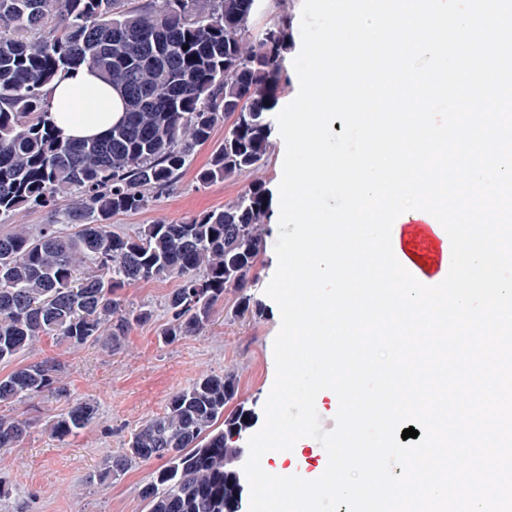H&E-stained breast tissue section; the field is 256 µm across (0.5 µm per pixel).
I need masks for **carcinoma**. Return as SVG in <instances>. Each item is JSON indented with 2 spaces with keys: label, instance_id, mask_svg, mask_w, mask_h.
<instances>
[{
  "label": "carcinoma",
  "instance_id": "cac0c4a2",
  "mask_svg": "<svg viewBox=\"0 0 512 512\" xmlns=\"http://www.w3.org/2000/svg\"><path fill=\"white\" fill-rule=\"evenodd\" d=\"M264 2L144 0L130 8L128 0H0V221L25 208L54 217L36 234L0 233V362L43 336L119 350L153 313L126 309L118 291L163 276L179 281L158 332L166 343L204 332L229 292L239 314L259 311L248 289L268 219L263 185L133 236L112 231L110 219L170 191L220 123L224 140L197 172L199 183L266 163L294 36L286 12L252 31ZM82 64L121 91L124 119L98 140L63 142L46 125V88ZM60 372L47 360L0 376V404L68 397ZM236 396L231 372L197 378L95 477L114 482L136 463L159 460L140 489L146 512H237L239 440L257 416L231 406ZM94 418V406L77 400L51 432L63 441ZM31 428L27 419L0 417V448L18 445Z\"/></svg>",
  "mask_w": 512,
  "mask_h": 512
}]
</instances>
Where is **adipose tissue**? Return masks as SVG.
Returning <instances> with one entry per match:
<instances>
[{
	"label": "adipose tissue",
	"mask_w": 512,
	"mask_h": 512,
	"mask_svg": "<svg viewBox=\"0 0 512 512\" xmlns=\"http://www.w3.org/2000/svg\"><path fill=\"white\" fill-rule=\"evenodd\" d=\"M123 107L118 93L103 83L87 66L62 71L48 90V115L53 132L60 140L88 139L105 132L121 120ZM308 439L297 431L286 433L280 444L263 454L257 477L291 476L299 488H311V481L297 475L293 463Z\"/></svg>",
	"instance_id": "obj_1"
}]
</instances>
